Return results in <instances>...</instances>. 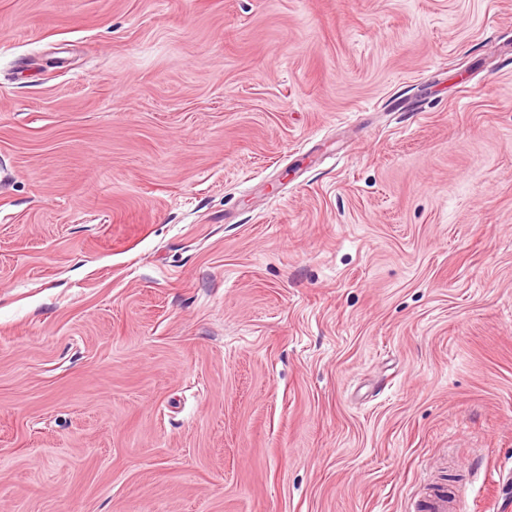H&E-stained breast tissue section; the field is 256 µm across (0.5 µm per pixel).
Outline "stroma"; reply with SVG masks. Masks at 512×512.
<instances>
[{
  "mask_svg": "<svg viewBox=\"0 0 512 512\" xmlns=\"http://www.w3.org/2000/svg\"><path fill=\"white\" fill-rule=\"evenodd\" d=\"M512 0H0V512H497ZM464 494L431 482L423 496L412 505L413 512H460Z\"/></svg>",
  "mask_w": 512,
  "mask_h": 512,
  "instance_id": "1",
  "label": "stroma"
}]
</instances>
